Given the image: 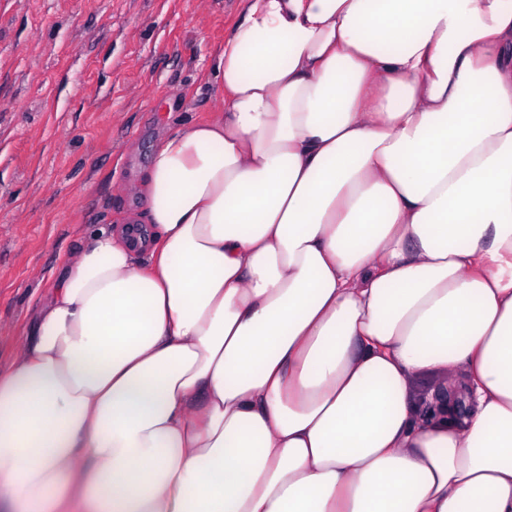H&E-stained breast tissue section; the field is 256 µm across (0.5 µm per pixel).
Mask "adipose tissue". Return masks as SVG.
Returning <instances> with one entry per match:
<instances>
[{"label": "adipose tissue", "instance_id": "ef3b65f1", "mask_svg": "<svg viewBox=\"0 0 512 512\" xmlns=\"http://www.w3.org/2000/svg\"><path fill=\"white\" fill-rule=\"evenodd\" d=\"M213 76L0 369V512H512V0H243ZM448 380V374L444 369L436 368L423 370L413 375L408 381V392L410 402L418 415L425 413L432 415L443 412L442 394H438L432 400H426L424 403L425 413L422 408V400L431 398L433 393L439 387H445Z\"/></svg>", "mask_w": 512, "mask_h": 512}]
</instances>
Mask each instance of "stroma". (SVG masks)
Segmentation results:
<instances>
[{"instance_id":"stroma-1","label":"stroma","mask_w":512,"mask_h":512,"mask_svg":"<svg viewBox=\"0 0 512 512\" xmlns=\"http://www.w3.org/2000/svg\"><path fill=\"white\" fill-rule=\"evenodd\" d=\"M242 0H0V367L84 236L144 206L153 145L221 104Z\"/></svg>"}]
</instances>
